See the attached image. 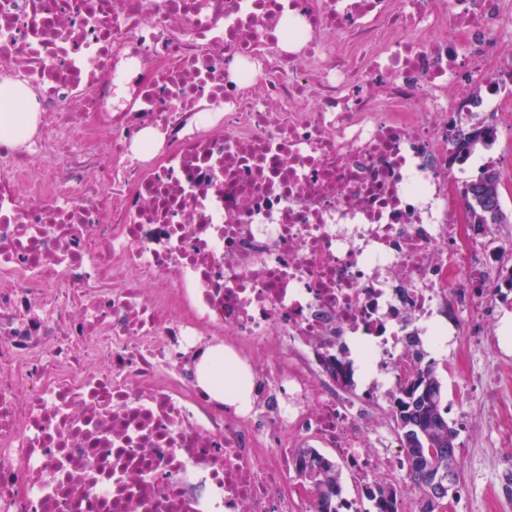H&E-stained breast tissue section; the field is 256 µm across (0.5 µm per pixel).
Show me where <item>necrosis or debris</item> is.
Here are the masks:
<instances>
[{
	"label": "necrosis or debris",
	"mask_w": 512,
	"mask_h": 512,
	"mask_svg": "<svg viewBox=\"0 0 512 512\" xmlns=\"http://www.w3.org/2000/svg\"><path fill=\"white\" fill-rule=\"evenodd\" d=\"M508 17L512 0H0V76L41 104L26 147L0 145V512H303L301 448L416 512L377 411L411 337L457 376L506 343L448 131L512 125L492 80ZM76 121L112 163L74 150L33 174ZM137 141L151 161L131 168ZM218 341L276 358L252 412L197 384ZM323 349L351 355L359 393Z\"/></svg>",
	"instance_id": "necrosis-or-debris-1"
}]
</instances>
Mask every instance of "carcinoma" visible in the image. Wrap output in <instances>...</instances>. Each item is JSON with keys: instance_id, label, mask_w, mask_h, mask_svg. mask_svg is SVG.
Returning <instances> with one entry per match:
<instances>
[{"instance_id": "obj_1", "label": "carcinoma", "mask_w": 512, "mask_h": 512, "mask_svg": "<svg viewBox=\"0 0 512 512\" xmlns=\"http://www.w3.org/2000/svg\"><path fill=\"white\" fill-rule=\"evenodd\" d=\"M494 135V130L489 127L474 126L455 130L454 160L470 156L479 145H489L494 140ZM499 184V172L493 167L483 168L477 179L463 187L462 196L466 201L467 210L489 224L503 223L504 213L500 204V192L497 191ZM416 359V369L422 376V382L431 386L434 394L427 401L414 399L406 404L402 396L405 389L401 386L391 407V414L407 465L421 493L418 512H436L430 507V486L420 476V471L448 466V429L438 424V420L444 418V415L442 385L436 367L429 362L423 363L424 354L420 352L416 353ZM328 369L344 387H353L348 361L336 357L334 362L328 364ZM414 425L421 426L424 433L416 441L408 442L404 439V434ZM298 462L299 475L313 483L320 491L313 512H339L340 506L334 505L332 500L340 494V467L313 448L302 449ZM363 495L373 502L376 512H399L398 492L392 486L374 483L363 488Z\"/></svg>"}]
</instances>
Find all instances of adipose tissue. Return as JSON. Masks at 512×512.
<instances>
[{"mask_svg":"<svg viewBox=\"0 0 512 512\" xmlns=\"http://www.w3.org/2000/svg\"><path fill=\"white\" fill-rule=\"evenodd\" d=\"M39 119L28 88L8 81L0 83L1 140L23 142L36 129ZM245 373L244 365L233 353L215 346L204 354L199 379L215 400L242 413L252 402L251 389L242 382Z\"/></svg>","mask_w":512,"mask_h":512,"instance_id":"obj_1","label":"adipose tissue"}]
</instances>
